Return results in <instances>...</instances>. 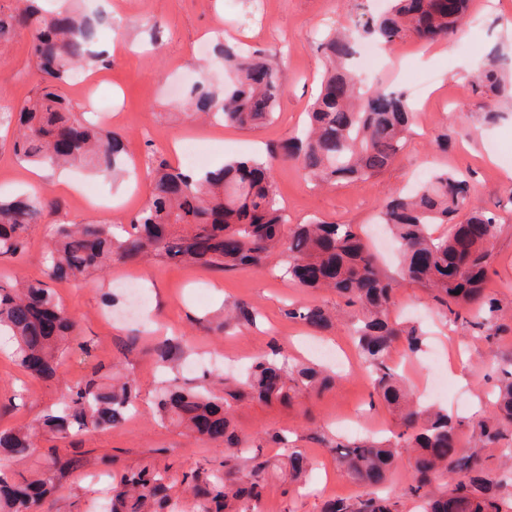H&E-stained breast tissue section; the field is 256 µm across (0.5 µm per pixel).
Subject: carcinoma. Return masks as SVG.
Masks as SVG:
<instances>
[{
	"instance_id": "1",
	"label": "carcinoma",
	"mask_w": 512,
	"mask_h": 512,
	"mask_svg": "<svg viewBox=\"0 0 512 512\" xmlns=\"http://www.w3.org/2000/svg\"><path fill=\"white\" fill-rule=\"evenodd\" d=\"M382 15L355 26L378 43L406 38L425 42L446 40L461 29L470 0H389ZM99 21L74 9L65 16L41 14L36 0H17L10 13L0 12V45L15 27L30 30L31 55L47 84L21 109L0 114V124L17 120L12 143L21 161L56 167L84 165L114 181L129 173L123 138L112 131L82 124L60 86L77 68L110 67L112 56L98 49ZM317 49L328 68L319 95L309 112L303 138L275 147L268 157L241 158L211 170L173 167L152 159L143 173L151 187L147 205L130 228L112 224H62L45 257L51 280L69 281L104 271L114 263H132L145 257L175 264H200L225 271L261 268L275 253L288 257L285 274L303 288L335 290L347 306H360L366 317L355 330L369 379L380 398L402 406L401 430L394 440L336 443L333 451L344 473L373 488L390 478L399 449L415 452L414 474L400 495L377 492L353 503L339 498L327 502L324 512H400L401 501L422 502L421 512H503L492 494L494 479L482 458V448L512 434V370L505 369L496 386V416L478 426L474 445L459 446L462 421L444 410L423 408L407 400L401 374L387 364L394 343L415 353L423 332L415 325L389 321L387 310L397 279H409L434 293L453 320L482 327L497 309L486 292L495 216L472 212L456 221L466 208L468 184L448 171H435L412 195H395L381 207V220L396 239L398 277L385 274L376 255L350 224L287 225L274 190L273 165L296 162L305 176L325 182L355 183L380 174L393 161L414 118L405 94L365 86L349 63L357 54L355 40L345 32L326 35ZM225 71L233 78L216 90L207 74L192 87L189 110L203 117H220L226 125L252 126L269 120L278 106L280 71L258 53L224 47ZM475 90L503 97L509 93L501 68L500 51L489 55L474 80ZM44 208L42 200H0V255L20 256L29 233ZM436 224L448 225V234L434 235ZM287 318L302 322L314 333L333 324L331 312L318 305L292 304ZM256 320L244 304L225 312L227 325ZM16 343L15 356L33 378L55 374L58 355L65 349L86 360L91 342L79 336L77 322L55 293L41 280L0 288V333ZM330 378L314 367L289 370L274 359L261 358L243 382L224 378V396L205 387H184L171 381L161 388L156 412L163 421L183 426L206 440L224 446V459L201 476H184L197 490L201 512H250L263 495L269 462L252 452L248 474H241L239 439L230 409L232 402L250 397L265 403L287 402L289 392L304 387L325 390ZM138 388L128 377L102 382L94 365L69 389L65 401L40 419L45 430L68 439L90 429H108L121 423L132 407ZM35 450L32 431H1L0 456L23 459ZM294 479L310 469L309 458L293 450L287 456ZM64 465L54 458L33 477L16 478L0 470V512H42ZM455 475L454 482L436 492L433 483ZM108 512H166L168 499L160 473L142 468L120 475L108 501Z\"/></svg>"
}]
</instances>
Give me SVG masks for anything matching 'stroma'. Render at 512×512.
<instances>
[{
  "label": "stroma",
  "instance_id": "1",
  "mask_svg": "<svg viewBox=\"0 0 512 512\" xmlns=\"http://www.w3.org/2000/svg\"><path fill=\"white\" fill-rule=\"evenodd\" d=\"M85 10L99 14L104 24L101 44L113 47L112 65L86 71V83L63 84L77 115L99 119L112 115L113 131L120 133L136 168H143L147 151H156L171 164L182 158L173 143L203 142L212 166L239 156H262L267 148L297 136L306 122L318 82L327 63L317 51V33L355 17L381 11L384 0H82ZM219 40L262 51L282 75L279 107L274 119L257 127L211 126L182 115L180 90L194 84L201 72L214 82L224 80V63L213 50ZM31 36L19 31L9 52L0 55V113L16 112L35 96L44 77L30 55ZM512 57V0H475L467 24L455 38L427 44L408 38L392 44L379 56L377 70L365 74L400 90L413 102V126L394 162L377 177L357 182L322 184L303 176L294 162L273 168L276 190L289 223L317 218L352 224L366 232L377 221L383 200L416 184L421 171L448 170L469 182L468 207L492 211L498 230L490 245L486 289L497 310L487 329L450 322L431 293L420 284L401 282L390 305L392 318L422 324L427 331L422 350L409 354L392 345L391 366L403 370L410 391L424 394L425 378L434 375L432 359L448 364L444 395L428 404L448 410L463 420L461 447H470L479 421L491 420L490 393L496 373L512 367V100L496 101L499 115L485 119L484 95L472 83V59H485L492 47ZM447 133L448 148L434 140ZM13 131L0 127V194L35 191L60 201L61 210L45 212L35 224L23 257H0V281L42 278L44 255L56 225L95 222L129 224L149 197L146 182L126 180L123 186L96 176L90 169L72 174L82 184H96V199L117 197L112 210L93 206L76 210L80 189L52 185L31 188L30 164L12 151ZM282 257H272L260 269L226 272L201 265L164 263L116 264L104 273L50 287L66 311L79 322L82 337L94 347L103 375H125L138 384L134 411L108 430H90L71 440L47 436L25 459H6L0 467L32 473L49 454L67 466L56 481L47 512H104L106 490L124 471L148 466L162 473L170 486L175 512H198L183 477L204 472L221 455L220 446L159 420L156 390L161 372L153 346L160 340L178 343L185 362L209 364L208 378L180 370L179 383L205 384L222 392V377L240 375L244 365L279 350L289 367L312 363L303 344L311 331L288 319V304L306 303L335 310L338 319L321 336V343L337 349L350 364L341 369L336 384L322 393L298 389L289 403L264 404L245 399L233 407L235 430L243 442L263 445L265 458L279 464L286 448L302 451L314 462L306 487H297L286 471L269 476L255 512H323L329 498L357 499L369 490L353 482L336 462L329 440H349L398 432L397 408L372 399V387L360 369L361 358L350 331L354 309L338 294L301 288L283 273ZM145 288L147 309H140L129 282ZM238 302L258 313L255 324L223 329L225 307ZM76 356L61 360L49 380L29 377L12 348L0 345V431L37 424L44 411L60 401L69 386L84 374ZM114 465H100L102 456Z\"/></svg>",
  "mask_w": 512,
  "mask_h": 512
}]
</instances>
